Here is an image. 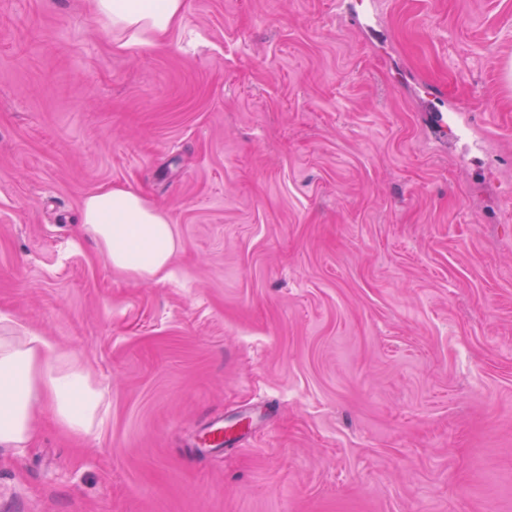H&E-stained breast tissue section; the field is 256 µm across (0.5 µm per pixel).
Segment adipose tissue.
Instances as JSON below:
<instances>
[{
  "label": "adipose tissue",
  "instance_id": "adipose-tissue-1",
  "mask_svg": "<svg viewBox=\"0 0 512 512\" xmlns=\"http://www.w3.org/2000/svg\"><path fill=\"white\" fill-rule=\"evenodd\" d=\"M93 3L119 51L164 46L186 7V0ZM80 224L113 268L156 282L167 278L178 249L173 226L138 192L103 186L84 198ZM102 401L83 366L45 337L0 333V446L25 447L36 405H47L60 427L78 434L102 424Z\"/></svg>",
  "mask_w": 512,
  "mask_h": 512
}]
</instances>
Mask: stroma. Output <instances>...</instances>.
Wrapping results in <instances>:
<instances>
[{"instance_id": "obj_1", "label": "stroma", "mask_w": 512, "mask_h": 512, "mask_svg": "<svg viewBox=\"0 0 512 512\" xmlns=\"http://www.w3.org/2000/svg\"><path fill=\"white\" fill-rule=\"evenodd\" d=\"M110 184L167 280L79 234ZM0 318L108 404L36 409L0 512H512V0H186L125 54L0 0ZM80 224L113 268L156 282L167 278L178 249L173 224L138 192L103 186L84 198Z\"/></svg>"}]
</instances>
